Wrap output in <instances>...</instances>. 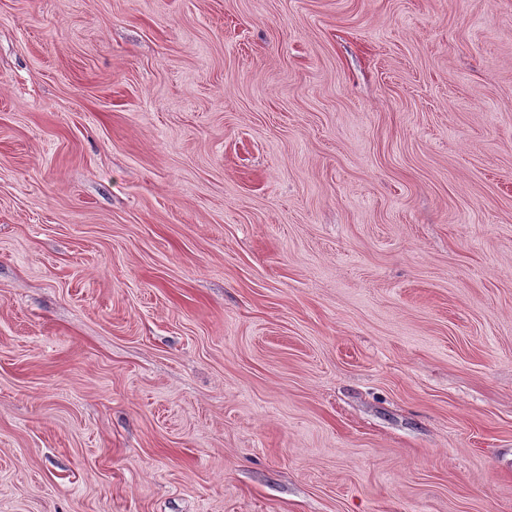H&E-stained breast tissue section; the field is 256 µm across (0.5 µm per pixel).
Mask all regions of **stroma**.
Listing matches in <instances>:
<instances>
[{
  "mask_svg": "<svg viewBox=\"0 0 512 512\" xmlns=\"http://www.w3.org/2000/svg\"><path fill=\"white\" fill-rule=\"evenodd\" d=\"M0 512H512V0H0Z\"/></svg>",
  "mask_w": 512,
  "mask_h": 512,
  "instance_id": "stroma-1",
  "label": "stroma"
}]
</instances>
